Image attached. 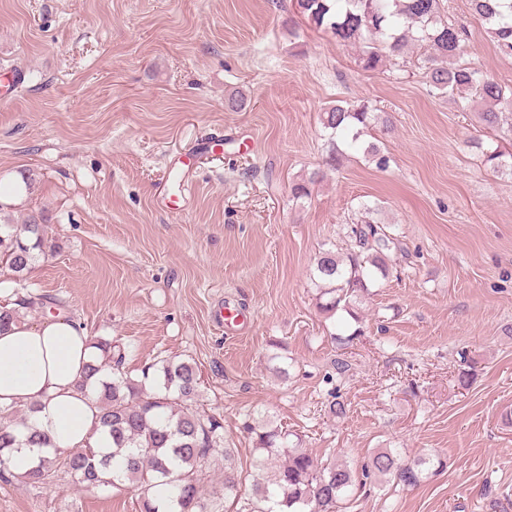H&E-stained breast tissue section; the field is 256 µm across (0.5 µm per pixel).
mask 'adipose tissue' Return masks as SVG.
Segmentation results:
<instances>
[{"instance_id": "obj_1", "label": "adipose tissue", "mask_w": 512, "mask_h": 512, "mask_svg": "<svg viewBox=\"0 0 512 512\" xmlns=\"http://www.w3.org/2000/svg\"><path fill=\"white\" fill-rule=\"evenodd\" d=\"M93 354L91 337L76 320L11 323L0 331V407L34 406L30 426L52 447L85 446L93 413L77 386Z\"/></svg>"}]
</instances>
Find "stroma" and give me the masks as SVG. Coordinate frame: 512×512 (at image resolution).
Listing matches in <instances>:
<instances>
[{"label": "stroma", "mask_w": 512, "mask_h": 512, "mask_svg": "<svg viewBox=\"0 0 512 512\" xmlns=\"http://www.w3.org/2000/svg\"><path fill=\"white\" fill-rule=\"evenodd\" d=\"M443 7L474 66L512 85V57L471 0ZM0 88V182L32 179L0 221L49 226L25 280L0 268V292L62 299L90 335L131 347L132 374L194 360L200 404L223 418L242 473L255 469L242 429L254 412L321 461L357 470L381 448L443 461L414 486L372 481L346 512H512V176L474 146L512 152V134L480 121L483 103L432 90L399 60L363 70L356 48L294 0H0ZM236 92L248 105L231 112ZM359 103L391 131L330 143L322 113ZM218 134L224 158L195 169L184 214L160 208L159 180ZM371 144L389 168L366 155ZM334 145L336 168L325 164ZM318 168L324 179L294 200L293 184ZM367 207L403 249L361 322L326 317L315 261L346 254L347 226ZM226 302L247 317L241 335L213 320ZM334 391L350 406L340 418L326 409ZM0 512L139 507L130 486L64 475L0 479Z\"/></svg>", "instance_id": "stroma-1"}]
</instances>
